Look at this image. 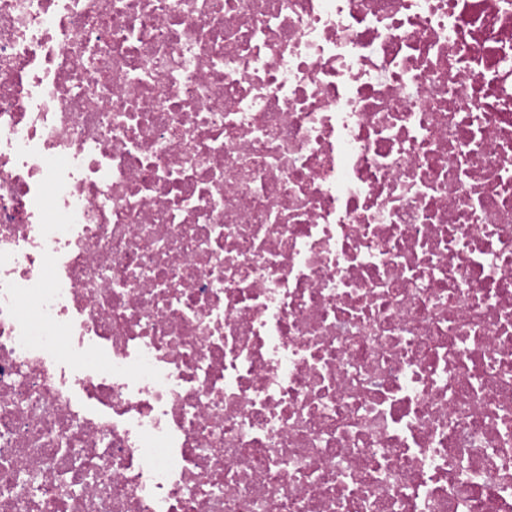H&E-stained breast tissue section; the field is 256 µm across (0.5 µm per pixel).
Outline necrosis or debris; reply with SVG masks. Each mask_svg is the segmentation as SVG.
<instances>
[{"instance_id":"4bbe7bcc","label":"necrosis or debris","mask_w":512,"mask_h":512,"mask_svg":"<svg viewBox=\"0 0 512 512\" xmlns=\"http://www.w3.org/2000/svg\"><path fill=\"white\" fill-rule=\"evenodd\" d=\"M0 512H512V0H0Z\"/></svg>"}]
</instances>
